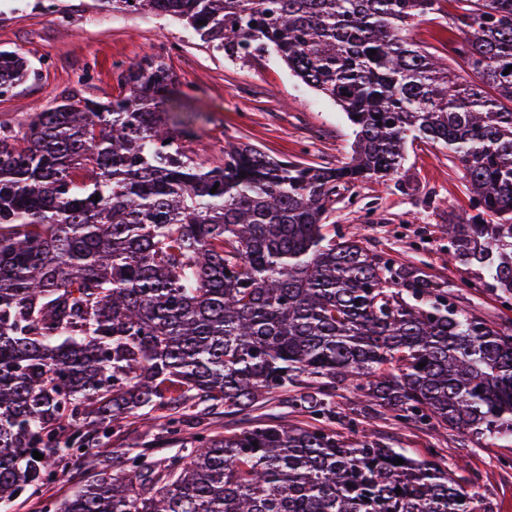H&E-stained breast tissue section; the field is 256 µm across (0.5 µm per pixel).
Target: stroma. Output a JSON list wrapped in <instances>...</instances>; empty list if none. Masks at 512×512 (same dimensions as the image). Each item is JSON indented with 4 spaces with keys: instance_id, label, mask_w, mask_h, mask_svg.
I'll use <instances>...</instances> for the list:
<instances>
[{
    "instance_id": "1",
    "label": "stroma",
    "mask_w": 512,
    "mask_h": 512,
    "mask_svg": "<svg viewBox=\"0 0 512 512\" xmlns=\"http://www.w3.org/2000/svg\"><path fill=\"white\" fill-rule=\"evenodd\" d=\"M66 22L45 15L41 0H0V48L25 54L33 64L29 77L0 97V123L13 126L28 112L51 105L71 89L107 100L119 91L120 65L155 57L174 74V96L193 94L178 120L191 129L187 154L203 167L224 161V143L233 141L273 158L309 165L336 166L349 157L353 130L342 110L307 86L275 55L228 60L182 23L163 15L105 9L100 0H56ZM455 0H442L429 20L412 24L406 35L421 48L436 51L458 40L452 17ZM471 212L465 173L446 149L432 143L407 144L398 173L383 184L369 182L342 192L330 208V230L358 238L447 282L458 311L494 328L512 327V298L488 287L489 277L476 265L448 264V224L464 222ZM336 411L342 421L362 419L381 445L403 449L418 459L455 466L454 476L473 497L475 512H512V443L462 435L438 425H400L389 410L363 418L356 395L338 388ZM302 421L285 396L254 409L208 416L188 411L185 435L206 427L217 433L245 427L253 420ZM178 449L165 420L148 410L128 417L105 444L70 460L66 477L37 497H19L12 512H42L96 479L99 471L118 472L126 456L146 454L159 461Z\"/></svg>"
}]
</instances>
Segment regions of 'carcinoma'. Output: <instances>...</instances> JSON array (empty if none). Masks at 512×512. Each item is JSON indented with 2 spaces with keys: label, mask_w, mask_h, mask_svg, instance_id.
<instances>
[{
  "label": "carcinoma",
  "mask_w": 512,
  "mask_h": 512,
  "mask_svg": "<svg viewBox=\"0 0 512 512\" xmlns=\"http://www.w3.org/2000/svg\"><path fill=\"white\" fill-rule=\"evenodd\" d=\"M456 2L449 52L468 80L405 35L440 0H102L177 18L231 59L274 53L355 140L336 167L229 142L204 169L151 58L109 100L70 90L0 123V506L138 410L167 411L177 435L187 404L237 414L285 393L311 421L202 430L44 512H472L448 466L355 420L348 436L321 424L345 385L368 415L512 443V328L326 224L337 190L391 179L409 142L440 144L476 210L448 225L452 256L512 295V0ZM30 73L0 49V96Z\"/></svg>",
  "instance_id": "obj_1"
}]
</instances>
